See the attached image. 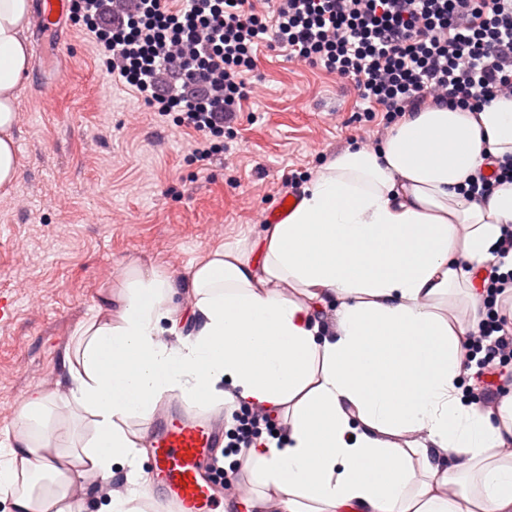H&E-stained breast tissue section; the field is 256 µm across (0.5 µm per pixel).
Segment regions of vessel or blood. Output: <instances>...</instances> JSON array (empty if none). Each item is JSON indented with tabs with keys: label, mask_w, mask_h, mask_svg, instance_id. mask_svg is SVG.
Instances as JSON below:
<instances>
[{
	"label": "vessel or blood",
	"mask_w": 512,
	"mask_h": 512,
	"mask_svg": "<svg viewBox=\"0 0 512 512\" xmlns=\"http://www.w3.org/2000/svg\"><path fill=\"white\" fill-rule=\"evenodd\" d=\"M69 9V0H39L37 18L43 30L62 33ZM202 411L199 405L190 413L178 411L156 423L151 432L154 465L148 481L160 490L168 512H217L220 505L207 469L222 435Z\"/></svg>",
	"instance_id": "1"
}]
</instances>
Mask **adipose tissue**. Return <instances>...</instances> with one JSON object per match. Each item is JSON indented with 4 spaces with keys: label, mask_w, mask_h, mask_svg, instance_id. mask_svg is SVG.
Returning <instances> with one entry per match:
<instances>
[{
    "label": "adipose tissue",
    "mask_w": 512,
    "mask_h": 512,
    "mask_svg": "<svg viewBox=\"0 0 512 512\" xmlns=\"http://www.w3.org/2000/svg\"><path fill=\"white\" fill-rule=\"evenodd\" d=\"M29 0H0V191L19 175L17 87L33 68ZM512 155V98L469 112L426 103L379 147L322 165L260 254L219 248L186 283L137 267L115 309L80 326L68 385L18 411L0 500L11 512H72L76 479H108L143 442L129 426L168 394L246 404L281 418L239 458L262 490L252 512H512V395L466 397L463 358L483 317L473 272L512 230V183L463 195ZM194 324L170 344L179 286ZM63 406L90 421L77 442Z\"/></svg>",
    "instance_id": "1"
}]
</instances>
